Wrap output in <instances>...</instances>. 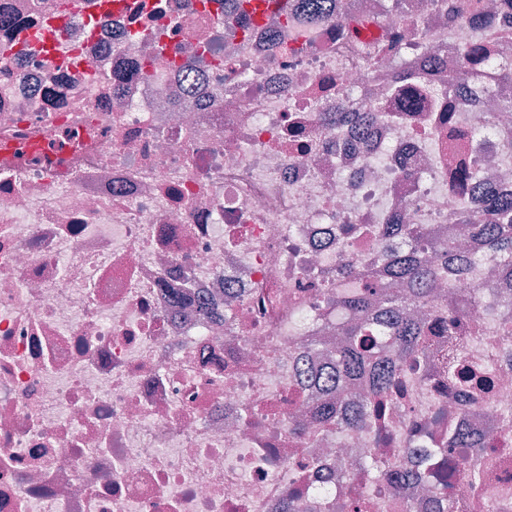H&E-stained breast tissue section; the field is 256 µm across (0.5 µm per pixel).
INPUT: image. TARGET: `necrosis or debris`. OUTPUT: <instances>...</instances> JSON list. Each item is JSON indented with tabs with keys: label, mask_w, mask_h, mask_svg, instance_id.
<instances>
[{
	"label": "necrosis or debris",
	"mask_w": 512,
	"mask_h": 512,
	"mask_svg": "<svg viewBox=\"0 0 512 512\" xmlns=\"http://www.w3.org/2000/svg\"><path fill=\"white\" fill-rule=\"evenodd\" d=\"M351 2L399 58L201 0H0V512H288L298 488L331 512L370 452L417 473L395 503L437 512L422 459L452 428L495 444L483 492L512 512V338L487 312L512 290L459 221L480 198L448 180L463 162L512 195V37L495 66L458 61L512 13L479 0L451 27L446 0H407V31L385 0ZM61 6L67 30L16 55L14 24ZM395 222L465 253L438 290L479 294L468 359L495 386L427 362L381 421L318 427L298 356L348 323L329 294L396 289Z\"/></svg>",
	"instance_id": "obj_1"
}]
</instances>
